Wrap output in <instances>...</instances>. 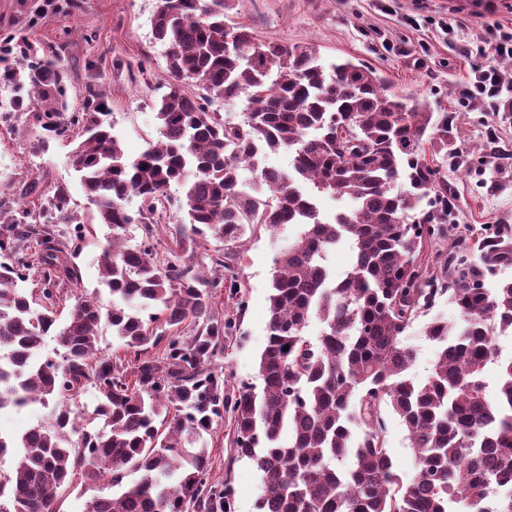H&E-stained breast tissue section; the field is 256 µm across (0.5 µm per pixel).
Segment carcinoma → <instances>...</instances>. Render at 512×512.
<instances>
[{
    "mask_svg": "<svg viewBox=\"0 0 512 512\" xmlns=\"http://www.w3.org/2000/svg\"><path fill=\"white\" fill-rule=\"evenodd\" d=\"M226 2L160 0L153 36L167 46L175 83L156 106L157 141L137 157L103 118L102 94L87 91L83 110L65 113L67 73L56 53L19 42L18 64L13 38H0V85L13 94L0 121L27 101L40 148L71 139V166L105 228L98 268L108 294L78 297L60 321L78 279L71 235L57 229L77 220L66 187L31 207L0 201V413L51 408L19 435L0 433V461L13 458L10 471L0 469V512H55L79 469L87 484L112 488L86 512H235L229 489L209 480L207 435L224 418L236 457L260 472L258 512H512V359L495 395L484 378L498 335L512 332V281L491 289L484 279L487 268L512 263V238L498 236L474 259L459 238L439 274L419 262L453 206L422 158L426 143L448 148V113L408 104L364 64L324 62L312 46L230 27ZM190 80L200 97L184 92ZM242 96L238 124L212 109ZM281 149L293 152L291 169L263 164ZM173 186L190 224L174 227L175 243L185 253L198 237L224 243L212 258L223 273L158 258L155 214ZM319 194L353 206L327 217ZM134 224L141 242L132 246ZM283 224L303 231L274 259L262 386L229 393L216 359L232 322L215 309L224 292L240 294L232 267L247 231ZM344 239L354 257L338 281L327 260ZM34 274L45 282L37 294L19 286ZM445 294L458 320L425 325L438 349L417 382L406 332ZM314 318L322 329L310 339ZM106 329L112 354L100 351ZM85 392L94 403L80 421L73 405ZM386 408L416 455L408 481L386 447Z\"/></svg>",
    "mask_w": 512,
    "mask_h": 512,
    "instance_id": "obj_1",
    "label": "carcinoma"
}]
</instances>
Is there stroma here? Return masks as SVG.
<instances>
[{"instance_id": "35a3bbf8", "label": "stroma", "mask_w": 512, "mask_h": 512, "mask_svg": "<svg viewBox=\"0 0 512 512\" xmlns=\"http://www.w3.org/2000/svg\"><path fill=\"white\" fill-rule=\"evenodd\" d=\"M157 5L158 0H0V34L58 52L70 81V111H80L86 86L104 94L110 107L106 119L126 155L134 157L157 136L155 104L170 83L167 50L152 33ZM224 20L247 27L264 42L308 44L327 60L366 63L391 92L447 113L448 147L460 159L452 161L430 146L426 162L457 199L454 224L474 239L503 232L512 237V123L462 103L474 65L499 62L494 41L499 33L512 32V0H233ZM448 21L454 31H444ZM39 135L25 112L0 124V200L18 202L32 184L41 192L65 185L79 218L70 230L78 232L93 224L95 208L70 166L71 145L56 140L43 150ZM489 140L496 155L482 166L474 150ZM179 218L171 208L157 219L155 244L173 261L188 256L170 233ZM301 231L297 224L274 232L257 226L237 252L235 273L245 305L227 299L218 307L236 322L218 359L228 391L261 383L273 258ZM216 248V241L201 238L188 257L207 268ZM229 430L228 422H219L208 438L210 479L230 487L235 512H257L260 475L250 460L235 457ZM385 439L401 478L410 479L415 454L395 415L386 417Z\"/></svg>"}]
</instances>
